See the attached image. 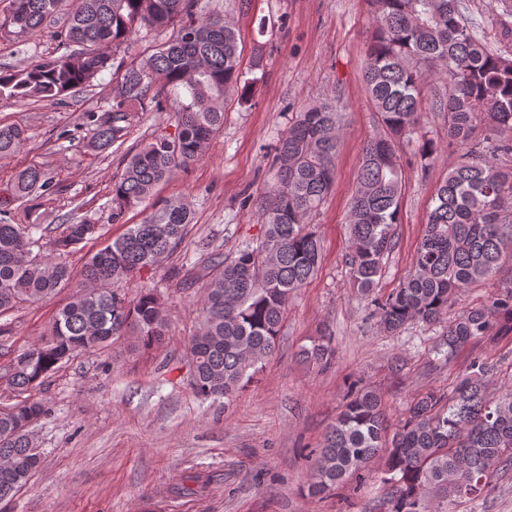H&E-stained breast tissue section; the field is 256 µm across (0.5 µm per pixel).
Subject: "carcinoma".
<instances>
[{"mask_svg":"<svg viewBox=\"0 0 512 512\" xmlns=\"http://www.w3.org/2000/svg\"><path fill=\"white\" fill-rule=\"evenodd\" d=\"M373 16L362 77L383 132L367 141L352 197L346 265L357 293L377 288L384 260L396 247L404 172L398 145L418 133L421 113L444 114L448 144L460 149L427 213L411 266L399 286L373 299L379 326L389 333L411 322H441L465 289L512 264V28L500 32L504 50L473 33L464 0H367ZM0 35L40 32L64 15L58 36L66 52L18 70H0V99L57 103L105 70L112 97L87 119L90 148H121L141 112L164 109L169 94L184 95L176 131L130 150L112 183V222L150 202L138 224L107 240L81 269V282L55 312L44 337L0 367V503L29 482L39 464L31 427L48 412L36 397L69 361L133 339L149 352L168 335L161 298L149 288L129 297L128 280L169 258L185 237L191 210L179 198L157 199L158 186L199 158L224 127V98L247 96L258 77L241 69L235 27L220 15H195L198 0H10ZM175 30L157 51L114 64L141 29ZM440 77L445 93L429 88ZM342 114L330 103L303 108L274 146L275 181L257 202L262 241L226 259L210 258L199 302V330L187 342L190 386L204 399H232L276 351L294 293L319 270L320 239L309 218L335 181ZM26 130L0 124V160L17 153ZM54 189L42 167L19 171L0 196V316L54 298L70 287L71 271L57 257L102 236L92 216L45 238L39 216L15 203ZM512 339V278L487 303L448 321L438 352L449 357L475 342ZM303 356L325 370L330 337ZM308 492L332 494L350 478L367 477L383 461L388 512H448L457 498L483 497L494 471L512 466V385L495 387V367L473 357L446 393H418L406 417L391 427L382 397L352 384L348 400L308 455ZM199 474L178 493L195 496Z\"/></svg>","mask_w":512,"mask_h":512,"instance_id":"obj_1","label":"carcinoma"}]
</instances>
